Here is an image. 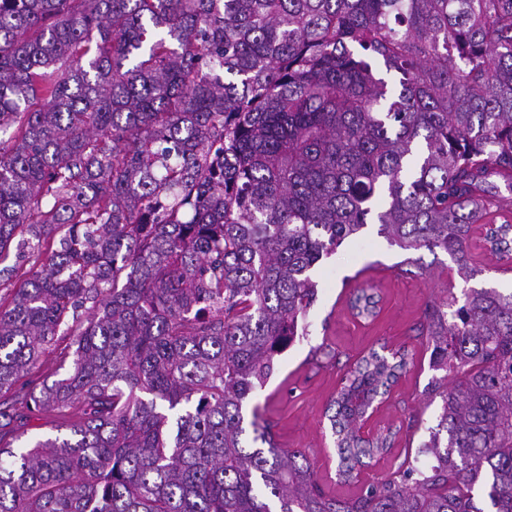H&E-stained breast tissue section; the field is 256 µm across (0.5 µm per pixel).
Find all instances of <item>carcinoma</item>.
<instances>
[{"label":"carcinoma","mask_w":512,"mask_h":512,"mask_svg":"<svg viewBox=\"0 0 512 512\" xmlns=\"http://www.w3.org/2000/svg\"><path fill=\"white\" fill-rule=\"evenodd\" d=\"M9 131L0 260L45 262L0 301V394L70 343L0 407V512H512V290L425 311L424 469L337 499L245 422L304 336L310 270L364 225L465 282L475 226L512 261V0H0ZM349 304L377 314L370 288ZM407 365L372 349L343 379L340 480L393 447L356 425ZM52 358L53 354L43 357L36 367L33 368L30 375L22 379L21 382L25 383L22 390L36 389V391H38L44 381H48L50 384L52 380L59 378V376H54L55 366L52 362Z\"/></svg>","instance_id":"1"}]
</instances>
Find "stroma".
I'll return each mask as SVG.
<instances>
[{
	"instance_id": "35a3bbf8",
	"label": "stroma",
	"mask_w": 512,
	"mask_h": 512,
	"mask_svg": "<svg viewBox=\"0 0 512 512\" xmlns=\"http://www.w3.org/2000/svg\"><path fill=\"white\" fill-rule=\"evenodd\" d=\"M469 253L480 272L468 285L512 288V272L496 271L478 238H471ZM415 256L418 268L401 273L398 266L406 252L391 246L377 225L369 224L323 258L313 272L318 298L305 320L307 336L279 356L276 374L253 398L272 424L278 446L305 451L318 484L341 499L389 476L408 442H422L436 423L441 402L423 393L433 371L420 325L428 304L460 293L467 284L453 272L446 253L422 249ZM363 285L373 286L381 298V311L371 321L354 318L347 304L350 292ZM383 345L403 347L410 354L406 372L369 425L373 434L397 430L395 447L362 469L356 481L341 484L336 480V453L324 436V411L350 365ZM411 419L418 420V429L407 430Z\"/></svg>"
}]
</instances>
